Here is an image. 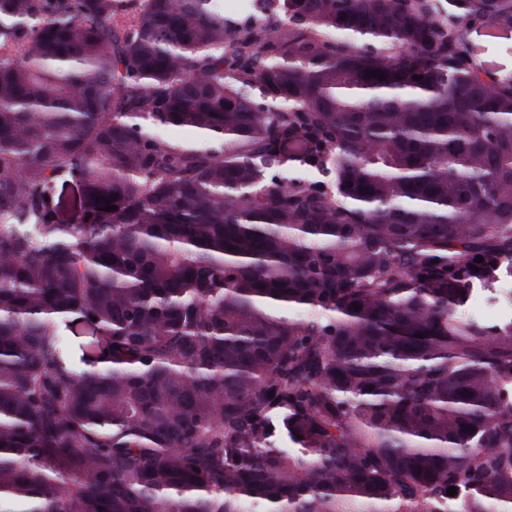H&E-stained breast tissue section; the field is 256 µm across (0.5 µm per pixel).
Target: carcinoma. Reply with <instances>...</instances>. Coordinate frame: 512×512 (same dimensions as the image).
<instances>
[{"mask_svg":"<svg viewBox=\"0 0 512 512\" xmlns=\"http://www.w3.org/2000/svg\"><path fill=\"white\" fill-rule=\"evenodd\" d=\"M477 25L512 0H0V512H512Z\"/></svg>","mask_w":512,"mask_h":512,"instance_id":"obj_1","label":"carcinoma"}]
</instances>
